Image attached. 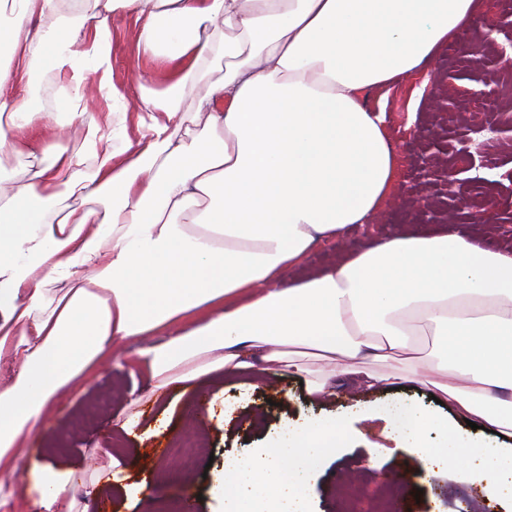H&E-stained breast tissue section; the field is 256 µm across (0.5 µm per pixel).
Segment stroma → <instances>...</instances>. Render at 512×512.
Returning <instances> with one entry per match:
<instances>
[{
    "mask_svg": "<svg viewBox=\"0 0 512 512\" xmlns=\"http://www.w3.org/2000/svg\"><path fill=\"white\" fill-rule=\"evenodd\" d=\"M483 8L503 21L484 57L492 75L489 96L458 95L467 70L446 48L425 63L421 76L399 80L387 96L371 92L370 105L386 103L388 136L400 161L398 186L384 208L373 215L372 229L355 226L334 240L319 243L301 266L288 271V278L336 264L401 225L418 231L445 227L481 246L512 250V233L500 224L469 220L471 212L488 198L496 201L499 215L512 214V181L506 177L512 171V142L474 135L470 150L480 179L456 187V207L448 205L451 191L447 187L414 178L417 165L426 157L432 158L439 174H446L457 162L461 133L473 122L494 125L512 120V72L504 68L497 52L498 47L512 44V0H485ZM135 70L156 93L166 92L171 84L166 67L139 55L134 20L121 15L112 23V83L130 100L138 94L131 81ZM452 74L457 77L453 83L448 80ZM424 76L429 83L422 102L417 112H409L412 93ZM446 97L455 106L445 112L437 102ZM136 348V343L124 344L121 356L104 361L84 391L61 393L41 428L19 450L23 461L48 459L71 473L76 501L84 512H183L179 499L170 493L172 483L166 474L177 467L171 448L177 447L190 427L206 448L184 478L197 495L192 512H223L222 502L211 495L210 487L224 468L225 455L253 454L269 434L284 425L317 416L348 418L395 400L443 415L454 412L450 403H436L426 387L409 383L398 390L349 388L318 401L301 386L300 375L279 370L217 374L157 390L134 366ZM134 411L140 412L143 424L154 428L153 436L142 440L124 429L127 415ZM385 426L382 419L363 422L365 440L345 444L322 462L318 478L309 486L308 512H344L343 479L348 474L360 489L353 504L355 512H365L369 502L383 493L402 512H459L468 501L479 502L478 512H512V501L487 496L473 471L450 467L421 479L420 459L408 449L395 447L384 434ZM113 464L123 471L124 480L94 485L96 470ZM130 482L146 484L152 490L150 498L126 494Z\"/></svg>",
    "mask_w": 512,
    "mask_h": 512,
    "instance_id": "obj_1",
    "label": "stroma"
}]
</instances>
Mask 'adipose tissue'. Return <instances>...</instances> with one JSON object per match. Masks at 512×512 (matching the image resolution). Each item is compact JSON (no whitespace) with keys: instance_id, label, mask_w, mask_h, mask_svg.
<instances>
[{"instance_id":"obj_1","label":"adipose tissue","mask_w":512,"mask_h":512,"mask_svg":"<svg viewBox=\"0 0 512 512\" xmlns=\"http://www.w3.org/2000/svg\"><path fill=\"white\" fill-rule=\"evenodd\" d=\"M118 13L133 16L139 54L174 75L167 93L140 89L134 139L81 109L110 86ZM481 17L478 0H0V163H18L0 173V362L20 365L0 384V512L18 448L123 340H143L136 360L160 387L275 367L318 396L405 381L512 438V254L399 232L283 280L394 189L387 115L366 94L420 74ZM35 66L66 86L50 106L31 101ZM74 126L82 147L62 152ZM416 318L438 338L431 376ZM389 419L426 472L477 463L512 498V448L424 410ZM358 434L335 418L275 432L225 460L212 493L223 512H307L321 462ZM30 469L46 506L72 505L68 474Z\"/></svg>"}]
</instances>
